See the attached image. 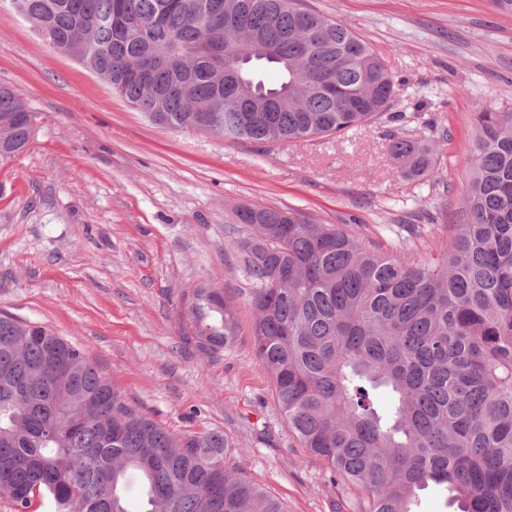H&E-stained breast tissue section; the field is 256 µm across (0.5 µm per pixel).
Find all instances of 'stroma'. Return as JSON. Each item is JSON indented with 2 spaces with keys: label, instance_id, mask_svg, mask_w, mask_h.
<instances>
[{
  "label": "stroma",
  "instance_id": "obj_1",
  "mask_svg": "<svg viewBox=\"0 0 512 512\" xmlns=\"http://www.w3.org/2000/svg\"><path fill=\"white\" fill-rule=\"evenodd\" d=\"M301 5L365 37L394 93L369 125L272 145L153 124L0 0V84L34 115L27 150L0 169V315L85 348L133 408L170 432H223L229 465L287 512H357L359 492L300 446L254 354L234 213L293 208L382 251L420 260L447 251L474 117L512 111V12L494 0ZM423 135L439 146L436 170L405 179L391 140ZM200 286L236 305V343L214 356L199 351L186 317Z\"/></svg>",
  "mask_w": 512,
  "mask_h": 512
}]
</instances>
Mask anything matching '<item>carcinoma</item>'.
I'll use <instances>...</instances> for the list:
<instances>
[{"label": "carcinoma", "instance_id": "carcinoma-1", "mask_svg": "<svg viewBox=\"0 0 512 512\" xmlns=\"http://www.w3.org/2000/svg\"><path fill=\"white\" fill-rule=\"evenodd\" d=\"M39 37L172 131L273 144L343 135L383 112L390 72L367 41L299 0H12ZM282 102L243 112L224 62ZM273 69L279 80L259 78ZM33 114L0 84V169ZM399 174L434 172L428 140L397 137ZM463 223L448 252L384 253L299 210L236 213L251 280L254 352L300 445L361 512H412L434 484L459 512H512V111L477 115ZM199 349L231 344V298L189 297ZM391 393L381 408L374 392ZM221 432L171 433L134 409L86 351L37 322L0 316V499L11 512H285L224 463Z\"/></svg>", "mask_w": 512, "mask_h": 512}]
</instances>
